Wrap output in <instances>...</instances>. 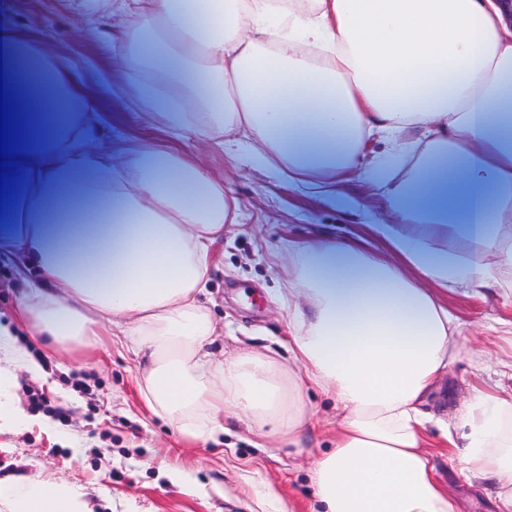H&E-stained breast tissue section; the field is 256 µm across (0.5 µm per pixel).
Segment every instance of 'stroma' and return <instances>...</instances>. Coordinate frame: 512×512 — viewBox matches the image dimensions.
<instances>
[{
  "mask_svg": "<svg viewBox=\"0 0 512 512\" xmlns=\"http://www.w3.org/2000/svg\"><path fill=\"white\" fill-rule=\"evenodd\" d=\"M0 20L30 29L36 49H61L104 118L103 134L148 135L128 109L112 101L106 77L112 53L92 31L76 25L66 0H0ZM251 148L229 155L205 152L211 171L239 204L238 224L226 227L212 249L207 304L219 325L211 346L218 356L248 348L286 357L288 309L280 296L288 285V249L317 235L355 240L372 251L382 244L371 231L383 201L360 174L341 180L335 194L301 187L251 158ZM443 301L461 331L457 353L425 412L443 417L471 387L512 388L502 358L512 355V284L472 294L459 286ZM45 359L49 381L20 376L15 393L46 427L0 434V479L43 474L80 486L92 512H316L309 481L313 459L333 441L338 411L315 392L305 395L315 425L299 447L264 443L246 424L225 419L223 433L208 442L180 434L144 406L135 379L139 362L124 336L103 338L88 351L34 347ZM437 483L460 503L461 512H505L494 485L471 483L431 437Z\"/></svg>",
  "mask_w": 512,
  "mask_h": 512,
  "instance_id": "35a3bbf8",
  "label": "stroma"
}]
</instances>
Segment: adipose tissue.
Segmentation results:
<instances>
[{"label":"adipose tissue","mask_w":512,"mask_h":512,"mask_svg":"<svg viewBox=\"0 0 512 512\" xmlns=\"http://www.w3.org/2000/svg\"><path fill=\"white\" fill-rule=\"evenodd\" d=\"M103 44L127 16L112 96L134 100L157 140H104L96 104L63 56L0 26V69L32 149L0 256L34 275L17 323L0 322V431L36 419L14 394L42 364L19 340L80 349L117 327L145 362L140 395L155 416L203 441L224 418L275 425L296 444L313 389L342 411L333 449L311 467L321 512H460L434 478L437 428L475 480L512 506V393L472 387L452 420L422 404L448 370L459 327L436 294L512 280V31L498 0H72ZM412 135L411 145L400 144ZM190 136L322 191L348 172L380 191L373 224L387 252L320 238L295 253L287 362L253 350L216 359L218 327L201 297L210 252L238 204L209 175ZM393 150L365 158L368 139ZM467 431L457 443L452 429ZM7 512H90L53 477L0 480Z\"/></svg>","instance_id":"ef3b65f1"}]
</instances>
